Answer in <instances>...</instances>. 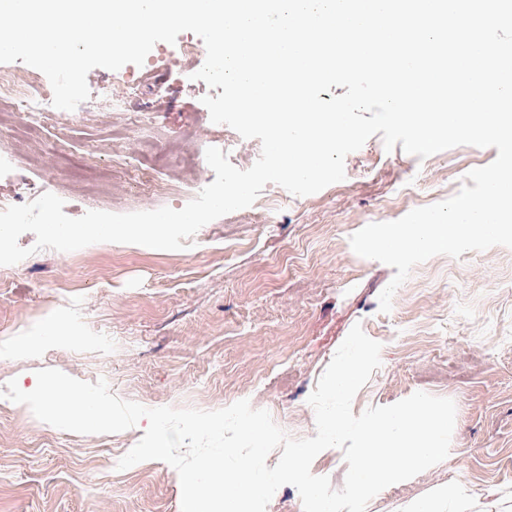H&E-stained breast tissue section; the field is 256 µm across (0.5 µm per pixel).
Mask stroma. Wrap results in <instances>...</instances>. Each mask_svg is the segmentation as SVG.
Instances as JSON below:
<instances>
[{
  "label": "stroma",
  "instance_id": "obj_1",
  "mask_svg": "<svg viewBox=\"0 0 512 512\" xmlns=\"http://www.w3.org/2000/svg\"><path fill=\"white\" fill-rule=\"evenodd\" d=\"M157 43L131 89L149 109L154 150L187 142L190 164L223 147L200 96L189 89L203 58H181ZM114 77L92 69L85 113L47 128L65 154L50 171L16 162L0 172V196L32 201L50 192L77 218L183 208L197 194L187 170L159 169L164 193L149 194L130 171L90 197L77 169L118 151L135 152L139 131L100 90ZM496 148L458 146L422 159L386 150L373 136L345 159V178L304 197L267 184L271 209L244 208L202 227L181 250L98 243L43 250L0 268V512H181L177 471L150 460L117 470L144 425L83 435L39 421L2 398L11 379L31 385L54 368L76 379H106L112 394L153 408L210 410L246 399L290 437L316 431L308 397L354 325L382 345L381 365L355 395L353 413L414 392L456 404L450 452L439 464L387 487L366 512H412L423 498L437 512H512V248L495 246L415 266L390 312L379 295L395 270L356 255L350 236L372 222L458 192ZM50 318L61 334L29 350L13 343Z\"/></svg>",
  "mask_w": 512,
  "mask_h": 512
}]
</instances>
